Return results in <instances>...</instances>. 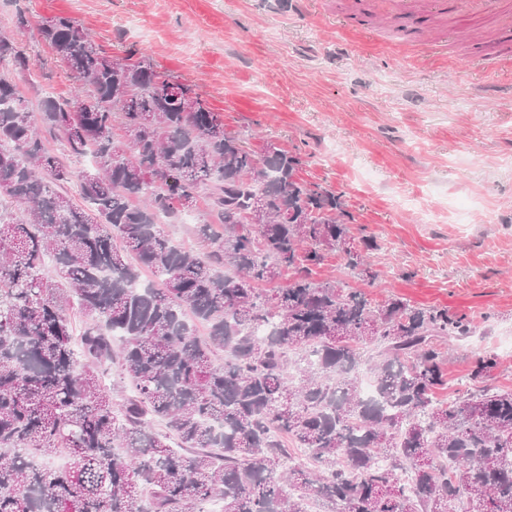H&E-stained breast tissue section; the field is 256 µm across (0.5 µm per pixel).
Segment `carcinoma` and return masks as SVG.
Segmentation results:
<instances>
[{
	"label": "carcinoma",
	"mask_w": 512,
	"mask_h": 512,
	"mask_svg": "<svg viewBox=\"0 0 512 512\" xmlns=\"http://www.w3.org/2000/svg\"><path fill=\"white\" fill-rule=\"evenodd\" d=\"M28 27L19 11L0 31V197L26 207L18 219L0 206V512H202L212 500L307 512L310 498L323 512H512V390L437 399L466 316L400 297L375 306L313 279L326 251L378 277L374 240L349 246L340 196L299 178V157L226 133L149 60L104 54L70 18L40 34L74 94L34 115L7 71H31ZM45 132L95 166L74 173ZM73 180L81 205L57 190ZM202 191L204 255L155 222ZM144 270L156 281L140 284ZM499 365L478 354L471 378ZM111 367L129 387L118 404L100 379ZM362 371L378 398L360 394ZM288 438L312 467L288 466ZM58 453L64 470L34 462Z\"/></svg>",
	"instance_id": "cac0c4a2"
}]
</instances>
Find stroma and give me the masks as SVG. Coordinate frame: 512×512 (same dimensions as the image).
<instances>
[{"label":"stroma","instance_id":"35a3bbf8","mask_svg":"<svg viewBox=\"0 0 512 512\" xmlns=\"http://www.w3.org/2000/svg\"><path fill=\"white\" fill-rule=\"evenodd\" d=\"M0 0V30L16 11L18 41L39 73L19 87L31 103L70 98L74 81L39 35L73 19L107 54L149 57L219 112L256 151L298 154V175L339 195L354 230L375 237L380 276L348 275L336 252L314 267L374 303L404 298L466 315L472 340L454 343L449 392L512 389V77L496 73L512 45L493 22L426 18L412 54L375 0ZM480 68L456 66L468 57ZM498 352L494 376L472 380L478 351Z\"/></svg>","mask_w":512,"mask_h":512}]
</instances>
